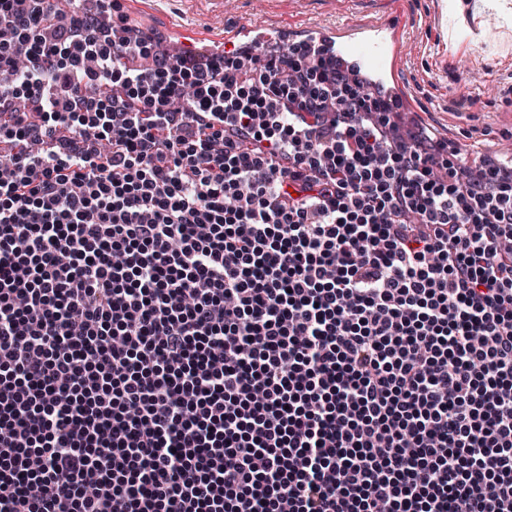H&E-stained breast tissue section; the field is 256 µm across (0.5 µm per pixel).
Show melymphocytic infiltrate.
I'll return each mask as SVG.
<instances>
[{"label":"lymphocytic infiltrate","instance_id":"f902f5d3","mask_svg":"<svg viewBox=\"0 0 512 512\" xmlns=\"http://www.w3.org/2000/svg\"><path fill=\"white\" fill-rule=\"evenodd\" d=\"M392 111L0 0V512H512V166Z\"/></svg>","mask_w":512,"mask_h":512}]
</instances>
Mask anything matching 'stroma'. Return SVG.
I'll list each match as a JSON object with an SVG mask.
<instances>
[{"label":"stroma","mask_w":512,"mask_h":512,"mask_svg":"<svg viewBox=\"0 0 512 512\" xmlns=\"http://www.w3.org/2000/svg\"><path fill=\"white\" fill-rule=\"evenodd\" d=\"M224 0V24L212 25L203 0H130L174 40L213 43L242 23L312 25L402 23L408 40L398 77L407 109L394 115L398 131L429 127L448 141L461 164L512 157V26L480 0H462L452 15L445 0Z\"/></svg>","instance_id":"obj_1"}]
</instances>
